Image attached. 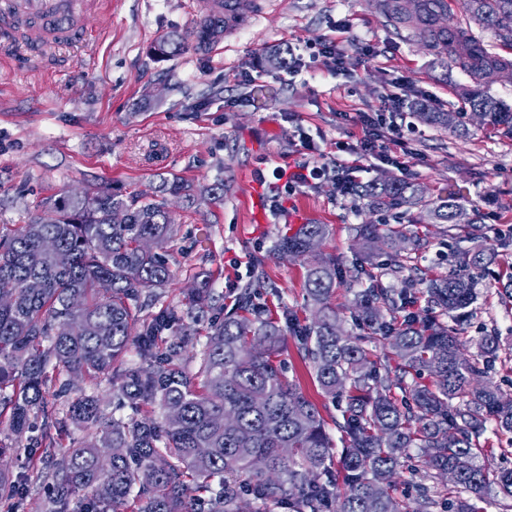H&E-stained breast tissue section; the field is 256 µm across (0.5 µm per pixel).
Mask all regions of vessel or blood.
<instances>
[{
	"mask_svg": "<svg viewBox=\"0 0 512 512\" xmlns=\"http://www.w3.org/2000/svg\"><path fill=\"white\" fill-rule=\"evenodd\" d=\"M265 0H194L193 9L224 22L223 36L236 35ZM106 0H9L0 13V47L23 60L32 51L69 47L85 35L90 18L104 12Z\"/></svg>",
	"mask_w": 512,
	"mask_h": 512,
	"instance_id": "obj_1",
	"label": "vessel or blood"
}]
</instances>
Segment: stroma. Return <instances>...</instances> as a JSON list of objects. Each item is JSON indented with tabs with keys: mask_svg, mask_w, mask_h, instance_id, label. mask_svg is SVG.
I'll return each instance as SVG.
<instances>
[{
	"mask_svg": "<svg viewBox=\"0 0 512 512\" xmlns=\"http://www.w3.org/2000/svg\"><path fill=\"white\" fill-rule=\"evenodd\" d=\"M342 21L350 25L349 38L378 42L386 56L348 76L332 74L324 58L293 77L285 66L270 64L274 51L292 39L332 35ZM199 22L191 0H112L111 11L90 20L87 43L55 50L28 71H17L0 51V225L26 223L29 213L66 191L109 187L145 201L172 176L195 185L222 181L228 187L223 200L170 203L175 236L168 250L179 277L166 302L182 304L193 275L212 269L225 307H233L252 282L254 301L268 315L309 323L305 262L277 256L274 246L299 225L325 224L330 232L320 249L336 259L343 275L334 297L342 327L349 335H365L351 314V290L360 276L353 228L384 223L388 213L368 200L341 197L335 182L323 180L300 188L283 211H266L257 224L244 203V176L261 172L269 178L294 167L300 156L291 133L298 125L324 159L339 158L338 144L356 143L362 135L350 114L376 104L404 75L426 92L428 111L460 115L459 126L449 130L424 122L415 110L406 112L416 154L410 179L429 198L461 196L466 221L481 226L495 253L489 269L475 274L476 310L459 335L470 353L485 333L500 336L493 377L512 395V300L502 294L512 281V135L480 123L465 105L473 86L469 75L386 18L372 0H269L215 52L197 49L191 34ZM171 34L185 36L183 47L157 55L156 42ZM248 72L257 73L255 83L245 81ZM398 220L407 235L428 239V248L377 256L372 270L379 287L396 288L400 282L388 268L401 261L421 292L425 279L447 274L459 231L431 223L418 208L399 212ZM281 357L289 378L319 408L329 434L340 439L341 413L321 392L295 337H287ZM11 442L0 432L13 472L28 478L21 512H41L44 485L31 472L27 449Z\"/></svg>",
	"mask_w": 512,
	"mask_h": 512,
	"instance_id": "1",
	"label": "stroma"
}]
</instances>
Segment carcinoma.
<instances>
[{
  "instance_id": "carcinoma-1",
  "label": "carcinoma",
  "mask_w": 512,
  "mask_h": 512,
  "mask_svg": "<svg viewBox=\"0 0 512 512\" xmlns=\"http://www.w3.org/2000/svg\"><path fill=\"white\" fill-rule=\"evenodd\" d=\"M462 4L466 27L449 29L438 24L441 0H380L385 16L417 30L425 47L447 54L476 80L467 100L484 122L512 133V107L483 89L512 69V58L489 51L467 29L474 23L512 41V0ZM420 117L446 128L454 123L450 112ZM361 197L373 206L425 209L435 224L454 225L464 214L454 196L432 201L404 179L371 182ZM171 199L192 204L198 193L178 177L140 204L100 188L64 197L26 224L0 227V296L11 297L0 305V427L20 447L30 441V464L50 489L44 512H68L78 495L81 512H241L245 501L253 512H434L428 481L450 469L457 480L448 488L446 512H480L475 501L492 496L512 501V470L491 472L479 461L486 423L512 435V397L489 379L499 337H481L477 353L467 355L455 327L472 315L477 293L470 271L487 263V250L458 252L453 270L423 291L448 324L413 313L386 320L384 312L410 302L415 279H402L394 292L361 270L369 286L353 293L354 316L398 359L394 371L382 374L362 339L340 327L332 302L341 281L336 259L308 248L329 234L325 224H303L275 246L307 257L309 324L290 317L283 327L252 305L248 288L238 310L224 312L208 270L194 275L183 307L164 304L178 277L167 251ZM115 209L125 223H112ZM353 231L365 261L376 249L399 250L406 238L389 224H357ZM46 238L56 242L54 251L43 249ZM32 280L42 288H28ZM287 332L323 393L344 404L338 458L318 408L278 360ZM198 345L200 363L191 372L187 361ZM132 349L137 366L126 363ZM74 371L90 385L107 381L112 396L147 416L116 418L95 394L57 406L50 386L72 390ZM423 372L428 385L415 381ZM226 412L236 415V428L221 424ZM71 424L83 436L69 440L58 459L52 449ZM3 457L0 448V507L18 512L25 478ZM413 457L411 509L391 488Z\"/></svg>"
}]
</instances>
